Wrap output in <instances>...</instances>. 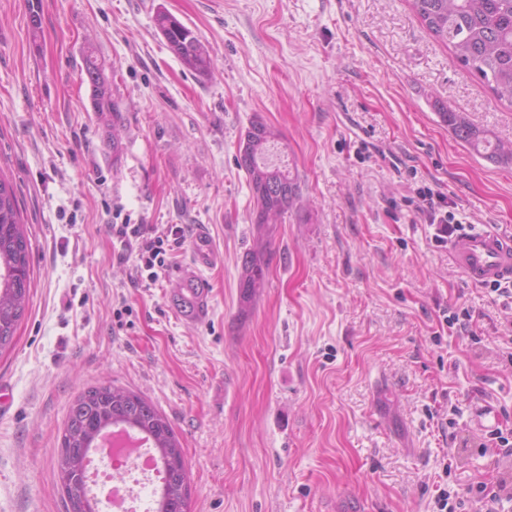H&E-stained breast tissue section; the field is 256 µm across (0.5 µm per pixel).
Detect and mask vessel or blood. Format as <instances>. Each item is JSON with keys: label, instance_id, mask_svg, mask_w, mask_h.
Instances as JSON below:
<instances>
[{"label": "vessel or blood", "instance_id": "1", "mask_svg": "<svg viewBox=\"0 0 512 512\" xmlns=\"http://www.w3.org/2000/svg\"><path fill=\"white\" fill-rule=\"evenodd\" d=\"M192 249L201 266L216 264V250L206 230L197 231ZM448 252L470 284L512 280V239L494 230H477L453 239Z\"/></svg>", "mask_w": 512, "mask_h": 512}]
</instances>
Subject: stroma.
I'll return each instance as SVG.
<instances>
[{
    "mask_svg": "<svg viewBox=\"0 0 512 512\" xmlns=\"http://www.w3.org/2000/svg\"><path fill=\"white\" fill-rule=\"evenodd\" d=\"M161 8L207 47L209 81L159 36ZM89 45L123 110L117 161L83 80ZM443 107L512 141V104L423 28L412 0H0V171L33 270L0 354L12 397L0 512H65L64 422L100 384L170 420L191 512H432L437 485L490 478L472 406L507 411L512 428L506 313L404 200L417 181L436 185L472 224L512 237V164L456 141ZM254 120L278 133L302 201L277 225L243 319L254 201L236 155ZM126 222L184 230L156 286L106 232ZM200 227L219 254L209 268L189 244ZM198 278L209 298L193 313L179 289ZM456 306L472 308L480 343L442 333Z\"/></svg>",
    "mask_w": 512,
    "mask_h": 512,
    "instance_id": "1",
    "label": "stroma"
}]
</instances>
